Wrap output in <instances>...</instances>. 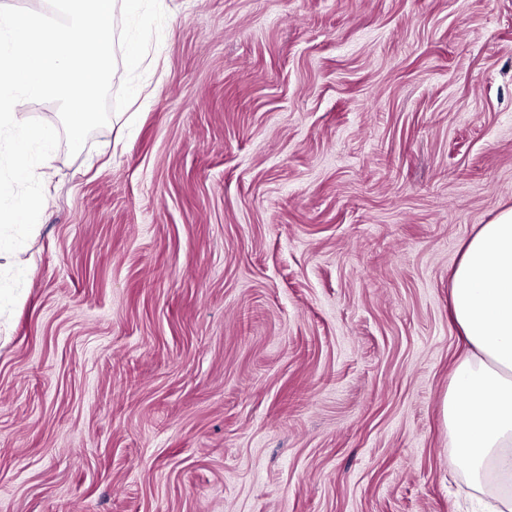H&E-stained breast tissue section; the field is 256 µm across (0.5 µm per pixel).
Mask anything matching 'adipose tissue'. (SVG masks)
Returning a JSON list of instances; mask_svg holds the SVG:
<instances>
[{"label":"adipose tissue","instance_id":"obj_1","mask_svg":"<svg viewBox=\"0 0 512 512\" xmlns=\"http://www.w3.org/2000/svg\"><path fill=\"white\" fill-rule=\"evenodd\" d=\"M451 281L463 347L444 400L450 464L474 490L497 489L491 512H512V208L463 243Z\"/></svg>","mask_w":512,"mask_h":512}]
</instances>
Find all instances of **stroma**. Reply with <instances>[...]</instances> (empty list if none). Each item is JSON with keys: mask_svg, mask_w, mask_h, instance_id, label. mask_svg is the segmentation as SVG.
I'll list each match as a JSON object with an SVG mask.
<instances>
[{"mask_svg": "<svg viewBox=\"0 0 512 512\" xmlns=\"http://www.w3.org/2000/svg\"><path fill=\"white\" fill-rule=\"evenodd\" d=\"M0 272V512H461L450 273L512 208V0H161Z\"/></svg>", "mask_w": 512, "mask_h": 512, "instance_id": "35a3bbf8", "label": "stroma"}]
</instances>
